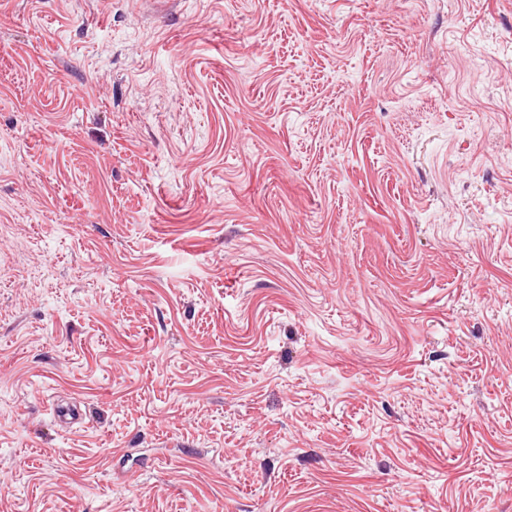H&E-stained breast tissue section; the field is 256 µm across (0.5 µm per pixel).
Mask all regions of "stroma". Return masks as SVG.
<instances>
[{"label":"stroma","instance_id":"35a3bbf8","mask_svg":"<svg viewBox=\"0 0 512 512\" xmlns=\"http://www.w3.org/2000/svg\"><path fill=\"white\" fill-rule=\"evenodd\" d=\"M0 512H512V0H0Z\"/></svg>","mask_w":512,"mask_h":512}]
</instances>
